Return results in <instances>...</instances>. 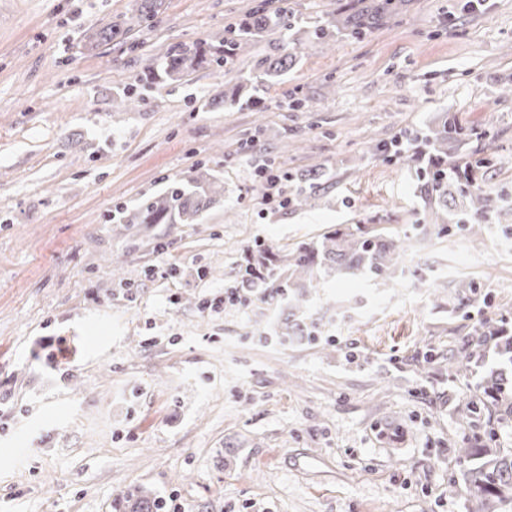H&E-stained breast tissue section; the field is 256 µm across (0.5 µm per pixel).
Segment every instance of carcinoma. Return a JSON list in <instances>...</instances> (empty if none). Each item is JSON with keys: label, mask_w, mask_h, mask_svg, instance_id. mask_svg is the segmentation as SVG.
Here are the masks:
<instances>
[{"label": "carcinoma", "mask_w": 512, "mask_h": 512, "mask_svg": "<svg viewBox=\"0 0 512 512\" xmlns=\"http://www.w3.org/2000/svg\"><path fill=\"white\" fill-rule=\"evenodd\" d=\"M163 0H137L136 20L146 22L158 15ZM404 0H371L353 14L326 13L314 25L312 38L327 44L339 34L355 39L365 37L376 26L395 13ZM292 14L288 0L276 7L268 0L251 8V12L224 31L216 45L200 47L192 52L173 49L166 53L159 67L149 66L136 78V86L154 85L158 71L172 78L203 61L219 67L231 63L239 52L266 32L288 31ZM133 21L114 22L97 29L87 39L101 45L123 46L129 43ZM295 65L292 54L267 57L255 65L253 93L243 100L248 106L271 82ZM474 130L462 123L454 112H444L440 121L422 136L423 149L435 161L417 168L421 181L420 193L428 200L435 214V224H456L470 243L477 247L483 241L485 221L496 208V200L464 171L451 179L443 178L448 167V155L453 148L472 137ZM321 174L317 171L305 177V190L290 201L301 207L320 190ZM224 197V184L209 170L198 167L186 179L170 183L164 193L142 202L130 224H195L203 211ZM403 251V239L385 234L367 235L363 231L333 230L316 241H303L289 253L278 256L268 249L252 255L234 280L236 288H259L270 302L291 291L307 296L319 286L324 276L331 274H368L384 283H395V269ZM291 312L281 327L283 336H312V329L295 318L300 306H290ZM494 344L500 358L499 367L489 371L476 388L468 410L486 414L484 436L469 438L456 449L458 458L473 462L465 473V489L474 512H500L505 503L512 505V448H495V428L512 421V336L486 328L467 337L462 351L448 357V370H460L478 361L488 344ZM115 512H155L159 503L145 494L126 493L115 498Z\"/></svg>", "instance_id": "1"}]
</instances>
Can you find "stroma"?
<instances>
[{
    "instance_id": "stroma-1",
    "label": "stroma",
    "mask_w": 512,
    "mask_h": 512,
    "mask_svg": "<svg viewBox=\"0 0 512 512\" xmlns=\"http://www.w3.org/2000/svg\"><path fill=\"white\" fill-rule=\"evenodd\" d=\"M257 2L165 0L131 46L91 49L85 33L135 0H0V512H112L133 490L166 512H470L462 398L497 357L456 373L448 358L474 329L512 332V216L492 215L477 249L438 232L411 145L390 161L372 148L457 113L476 131L457 164L512 201V0H406L327 44L312 27L358 0H289L287 36L115 107L169 48L217 42ZM286 53L300 62L284 82L241 106L233 88ZM253 140L287 170L286 196L315 168L324 194L264 203ZM200 166L224 197L199 223H122ZM358 227L401 236L412 275L325 277L306 312L316 340L282 342L279 308L255 293L204 309L246 253ZM342 307L354 322L336 321Z\"/></svg>"
}]
</instances>
